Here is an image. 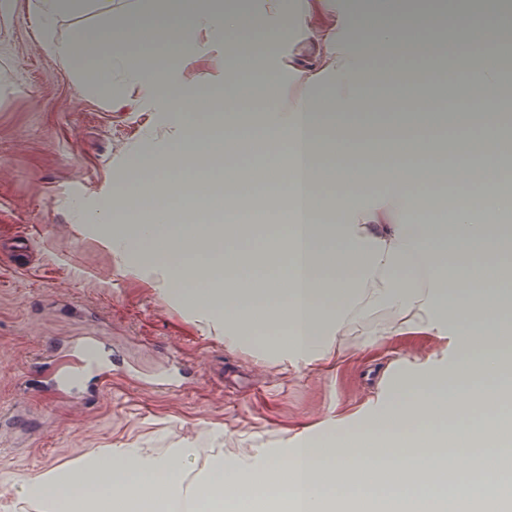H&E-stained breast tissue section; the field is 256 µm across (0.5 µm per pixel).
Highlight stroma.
I'll list each match as a JSON object with an SVG mask.
<instances>
[{"instance_id": "stroma-1", "label": "stroma", "mask_w": 512, "mask_h": 512, "mask_svg": "<svg viewBox=\"0 0 512 512\" xmlns=\"http://www.w3.org/2000/svg\"><path fill=\"white\" fill-rule=\"evenodd\" d=\"M31 0H0V512H37L15 486L103 448L197 446V462L262 460L287 451L288 428L330 431L343 417L371 422L375 402L403 363L447 365L444 342L391 339L366 352L349 334L348 359L332 370L291 369L252 346L227 349L199 314L145 279L107 245L95 210L144 142L164 146L165 113L83 79L45 41L109 19L65 16L48 33ZM372 70L400 69L442 85L452 69L428 71L419 54H367ZM94 336L106 364L62 376L68 345Z\"/></svg>"}]
</instances>
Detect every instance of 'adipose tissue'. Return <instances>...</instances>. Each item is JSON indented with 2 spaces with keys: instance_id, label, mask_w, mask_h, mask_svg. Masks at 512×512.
<instances>
[{
  "instance_id": "ef3b65f1",
  "label": "adipose tissue",
  "mask_w": 512,
  "mask_h": 512,
  "mask_svg": "<svg viewBox=\"0 0 512 512\" xmlns=\"http://www.w3.org/2000/svg\"><path fill=\"white\" fill-rule=\"evenodd\" d=\"M112 5L33 0L31 8L44 29L66 15L110 18L104 32L78 31L51 43L52 52L97 85L122 74L130 98L162 103L171 113L164 148L147 146L134 155L136 179H117L96 208L100 223L117 226L108 238L113 253L159 272L169 293L223 330L225 346L254 341L262 354H276L292 367L339 361L340 338L355 327L366 349L393 337L426 335L448 340L455 357L442 369L393 377L368 425L345 421L314 440L296 431L283 457L257 464L217 455L196 472L191 447L164 453L107 448L24 480L25 497L37 512H198L204 503L218 512L224 503L250 504L257 490L281 486L287 494L269 512H355V489L374 483L395 493L372 504V512H470L476 502L496 501L499 484L472 480L470 471L479 460L485 471L496 470L507 453L494 435L497 403L512 371V249L498 234L512 222V187L494 147V114L512 93V83L502 78L512 61L486 39L512 40V25L496 10L436 21L420 8L408 26L393 10L354 20L367 35L366 49L429 46L432 70L442 66L443 35L470 32L456 48L465 65L444 93L465 89L469 111L480 116L470 145L483 149L487 176L477 186L465 154L441 168L400 164L407 148L421 155L443 151L428 124L396 126L379 142L359 135L356 116L384 114L388 103L367 95L364 59L342 42L345 20L335 16L332 0H297L278 24L263 27L259 45H232L217 83L185 76L181 66L201 41L223 43L230 29L245 23L246 12L225 11L223 0H175L166 20L144 27L137 21L141 0L122 14ZM318 11L329 22L313 23ZM299 27L307 30L303 59L291 68L296 95L283 110V85L270 62ZM130 36L166 44L172 59L131 58L119 47ZM256 100L263 109H252ZM353 145L380 153L382 164L327 163L328 155ZM243 152L271 161L259 177L279 199L282 224L267 247L244 249L254 225L221 231L202 223V215L221 212L219 201L192 202L173 216L155 206V199L180 191L161 172L194 157L191 172L203 188L212 178V158ZM433 181L456 189L449 223L434 219L435 204L425 195ZM335 182L342 192L323 193ZM459 408L482 415V422L444 426ZM451 474L457 481L447 496L441 481Z\"/></svg>"
}]
</instances>
